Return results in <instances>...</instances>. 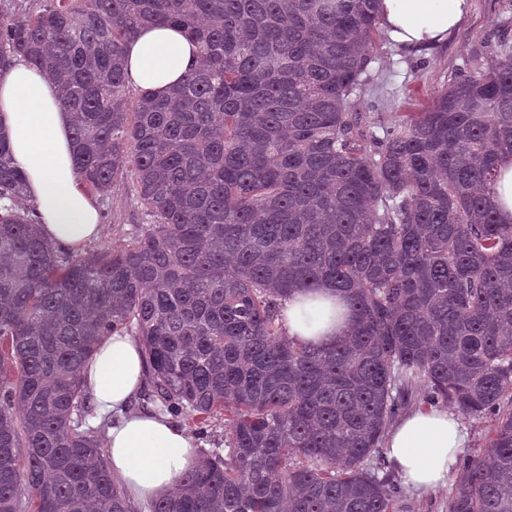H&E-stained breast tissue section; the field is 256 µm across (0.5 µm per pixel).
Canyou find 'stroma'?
<instances>
[{"label":"stroma","mask_w":512,"mask_h":512,"mask_svg":"<svg viewBox=\"0 0 512 512\" xmlns=\"http://www.w3.org/2000/svg\"><path fill=\"white\" fill-rule=\"evenodd\" d=\"M503 36L512 42V0H473L467 19L445 45L429 53L410 55L387 34L376 37L365 80L353 105L360 116L367 149H377L401 115L428 106L464 68L494 64ZM95 202L104 233L84 248L87 256L125 243L144 225L141 208L127 185H118L110 195L96 197Z\"/></svg>","instance_id":"obj_1"}]
</instances>
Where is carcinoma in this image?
Masks as SVG:
<instances>
[{
  "label": "carcinoma",
  "mask_w": 512,
  "mask_h": 512,
  "mask_svg": "<svg viewBox=\"0 0 512 512\" xmlns=\"http://www.w3.org/2000/svg\"><path fill=\"white\" fill-rule=\"evenodd\" d=\"M377 2L0 3V77L19 57L45 72L84 186L129 184L146 220L120 248L55 250L0 130V512H138L84 428L83 370L114 333L142 347L144 401L199 431L224 416L226 454L148 512H393L381 443L417 386L496 416L448 512H512V223L492 196L512 53L371 151L351 108ZM159 23L199 59L133 99L125 45ZM323 287L350 306L347 336L287 337L281 298Z\"/></svg>",
  "instance_id": "obj_1"
}]
</instances>
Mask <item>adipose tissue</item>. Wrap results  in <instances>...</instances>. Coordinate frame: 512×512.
<instances>
[{"label":"adipose tissue","mask_w":512,"mask_h":512,"mask_svg":"<svg viewBox=\"0 0 512 512\" xmlns=\"http://www.w3.org/2000/svg\"><path fill=\"white\" fill-rule=\"evenodd\" d=\"M472 8L471 0H379L390 39L409 54L442 46ZM130 86L161 95L198 59L196 45L169 26L137 32L126 46ZM0 127L24 171L44 234L62 252H78L99 239L102 227L73 163L70 116L53 82L26 61L0 79ZM284 330L300 342L328 345L351 323L342 296L321 288L283 299ZM145 380L141 346L132 336L105 339L89 362L84 382L97 419L116 415L107 429L109 468L132 500L171 491L196 463L192 436L168 417L133 411L129 404ZM468 439L460 416L445 408L407 414L389 433L386 458L415 494L445 486Z\"/></svg>","instance_id":"1"}]
</instances>
